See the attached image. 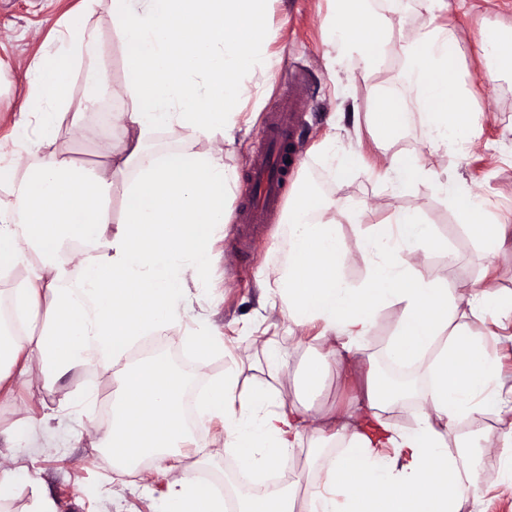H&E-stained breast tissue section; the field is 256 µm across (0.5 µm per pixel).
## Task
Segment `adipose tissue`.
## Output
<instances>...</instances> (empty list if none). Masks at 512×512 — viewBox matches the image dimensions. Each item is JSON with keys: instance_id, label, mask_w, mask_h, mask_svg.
Here are the masks:
<instances>
[{"instance_id": "obj_1", "label": "adipose tissue", "mask_w": 512, "mask_h": 512, "mask_svg": "<svg viewBox=\"0 0 512 512\" xmlns=\"http://www.w3.org/2000/svg\"><path fill=\"white\" fill-rule=\"evenodd\" d=\"M270 2L112 0V25L125 47L121 92L132 107L112 113L110 162L93 174L55 147L57 108L70 100V61L96 55L93 32L69 31L64 56L38 69L15 126L36 123L39 135L24 142V162L0 167V179L11 183L10 200L0 206V280L25 271L20 283L0 289V314L13 323L0 331V402L89 367L119 368L112 423L87 433L107 449L117 478L139 472L147 460L167 476L165 512H225L223 494L197 476L213 456L207 431L217 420L226 452L254 474L301 445L331 448L313 460L321 479L305 512H465L489 478L473 464L471 446L452 454L447 438L462 422L482 435L484 413L510 411L512 400L503 396L482 340L458 323V308L512 325V293L478 284L460 297L447 280L424 278L419 269L438 243L423 236L413 210L393 209L373 226L360 246L369 278L352 288L343 277L350 255L337 226L360 220L362 210L348 209L335 195L300 190L288 209L285 257L260 283L278 300L288 327H320V350L299 392L317 391L331 375L352 379L356 396L345 406L313 413L267 384L241 389L229 371L206 387L189 423L182 402L188 379L167 356L123 364L138 337L180 324L189 275L212 263V239L226 222L225 191L237 180L224 165L222 145L234 140L241 104L274 79L266 61ZM334 4L326 65L333 70L354 61L370 76L389 49L392 18L375 0ZM449 7V0H425L423 21L400 40L415 98L382 93L362 115L388 152L378 179L391 192L429 175L421 155L391 148L410 116L424 127L431 152L478 126L472 98L455 78L456 37L436 24ZM478 46L488 79L512 71L511 28L481 34ZM160 128L191 129L203 151L151 148ZM120 174L127 182L123 215L114 224L105 203ZM439 189L482 254L512 251V219L489 221L473 194L448 182ZM390 302L402 313L387 355L428 378L421 415L405 431L387 421L398 398L377 369L358 361L361 342ZM296 493L288 484L242 494L235 512H296Z\"/></svg>"}]
</instances>
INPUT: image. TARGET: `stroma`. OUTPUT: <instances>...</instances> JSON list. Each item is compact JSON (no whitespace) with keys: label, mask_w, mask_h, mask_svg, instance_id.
I'll return each instance as SVG.
<instances>
[{"label":"stroma","mask_w":512,"mask_h":512,"mask_svg":"<svg viewBox=\"0 0 512 512\" xmlns=\"http://www.w3.org/2000/svg\"><path fill=\"white\" fill-rule=\"evenodd\" d=\"M332 7L331 0H272L268 23L275 39L268 48V61L275 80L260 87L257 97L244 104L251 121L241 126L234 143L224 148V163L236 170L238 179L228 200L224 237L214 245L217 259L193 286L197 300L182 325L144 338L131 349L129 364L162 353L175 365H182L189 355L182 335L214 326L224 333V351L205 365L187 369L190 388H202L210 378L234 367L243 381L260 376L261 348L252 342L250 333L255 325L278 322L279 315L263 297L257 280L263 267L281 261L288 227L281 216H274L254 241L251 257L244 264L231 253L228 240L235 232L237 209L249 191L248 163L258 134L298 67L306 75L308 112L300 131L304 157L288 185V194L307 185L326 195L339 193L353 206L372 208L360 222L344 221L337 228L350 255L344 270L346 282L358 287L366 281L369 270L359 245L394 205L415 210L425 233L443 244L422 268L425 278L447 279L464 295L487 266L495 272V288L512 291V252L479 258L478 242L437 186L438 181L448 180L461 191L478 195L490 218L512 215V80L491 83L484 79L477 51L480 31L512 27V0H454L448 15L442 16V23L448 24L457 38L455 77L472 92L480 126L471 139L430 154L425 150L424 128L416 122L410 124L395 147L423 153L430 176L393 194L380 190L376 173L385 160L368 132L354 131L353 112L365 110L381 90L413 96L404 79L406 60L394 46L369 78L358 76L352 66L330 72L325 65L324 19ZM75 23L93 29L98 37L97 57L73 59L71 67L70 109L84 111L90 131L79 137L70 133L68 126H61L57 147L64 157L88 170L105 162L112 139L109 115L129 106L118 93L126 72L122 41L112 26L111 0H96L90 7L85 0H0V153L8 155L17 148L14 123L27 101L31 67L61 54L62 36ZM92 66L101 71L108 92L98 106L87 109L83 106L85 75ZM353 133L360 136L366 162L341 180L325 156L335 138ZM466 324L471 333L486 339L489 354L500 365L504 387H511L512 335L472 316ZM312 336L310 330L297 329L280 337L288 373L276 386L286 398L294 397L303 367L316 355ZM115 387L114 375L91 367L51 389L34 388L24 401L0 408L4 423L24 416L29 406L52 417L48 428L29 444L0 450V464L17 468L16 491L0 503V512H31L40 494L53 498L58 512H164L162 480L148 484L129 476L124 482H114L108 452L92 447L90 439H74L88 415H95L101 423L108 421Z\"/></svg>","instance_id":"stroma-1"}]
</instances>
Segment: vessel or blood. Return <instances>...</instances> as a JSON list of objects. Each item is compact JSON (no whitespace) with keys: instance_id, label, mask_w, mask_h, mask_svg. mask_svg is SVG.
<instances>
[{"instance_id":"1","label":"vessel or blood","mask_w":512,"mask_h":512,"mask_svg":"<svg viewBox=\"0 0 512 512\" xmlns=\"http://www.w3.org/2000/svg\"><path fill=\"white\" fill-rule=\"evenodd\" d=\"M301 99L286 94L272 108L260 133L259 150L249 170L251 194L239 211L233 251L246 257L253 238L266 224L269 213L279 209L288 176L302 160L296 133L303 125Z\"/></svg>"}]
</instances>
